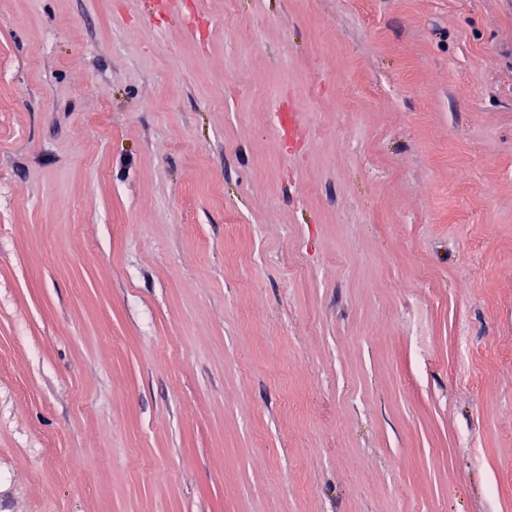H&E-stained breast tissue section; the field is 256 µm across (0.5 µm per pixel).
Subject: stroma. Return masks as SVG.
Returning <instances> with one entry per match:
<instances>
[{"instance_id":"35a3bbf8","label":"stroma","mask_w":512,"mask_h":512,"mask_svg":"<svg viewBox=\"0 0 512 512\" xmlns=\"http://www.w3.org/2000/svg\"><path fill=\"white\" fill-rule=\"evenodd\" d=\"M0 512H512V0H0Z\"/></svg>"}]
</instances>
